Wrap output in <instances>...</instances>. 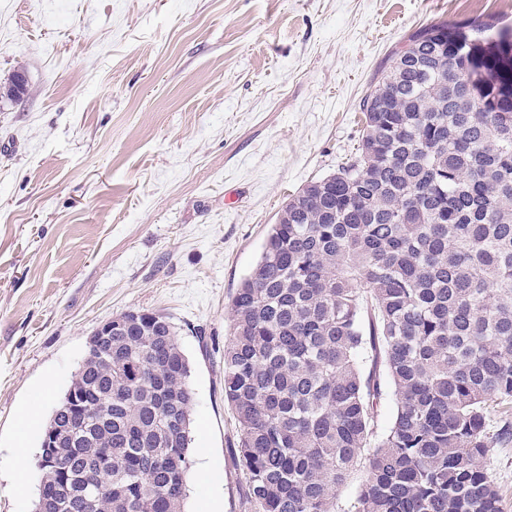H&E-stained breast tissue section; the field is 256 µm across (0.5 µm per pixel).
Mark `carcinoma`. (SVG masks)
Returning <instances> with one entry per match:
<instances>
[{"instance_id": "obj_1", "label": "carcinoma", "mask_w": 512, "mask_h": 512, "mask_svg": "<svg viewBox=\"0 0 512 512\" xmlns=\"http://www.w3.org/2000/svg\"><path fill=\"white\" fill-rule=\"evenodd\" d=\"M410 35L361 99L338 171L280 211L231 299L224 401L256 512H502L492 405L512 402V34ZM86 346L39 448L34 512H183L193 391L160 313ZM395 401L378 430V404ZM106 463L94 484L88 473ZM356 495L339 490L360 468Z\"/></svg>"}]
</instances>
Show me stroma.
<instances>
[{
  "mask_svg": "<svg viewBox=\"0 0 512 512\" xmlns=\"http://www.w3.org/2000/svg\"><path fill=\"white\" fill-rule=\"evenodd\" d=\"M481 14L512 29V0H0V512L37 497L35 468L13 488L20 410L48 422L129 310L167 316L189 361L185 512H256L230 300L288 199L354 152L396 46Z\"/></svg>",
  "mask_w": 512,
  "mask_h": 512,
  "instance_id": "stroma-1",
  "label": "stroma"
}]
</instances>
